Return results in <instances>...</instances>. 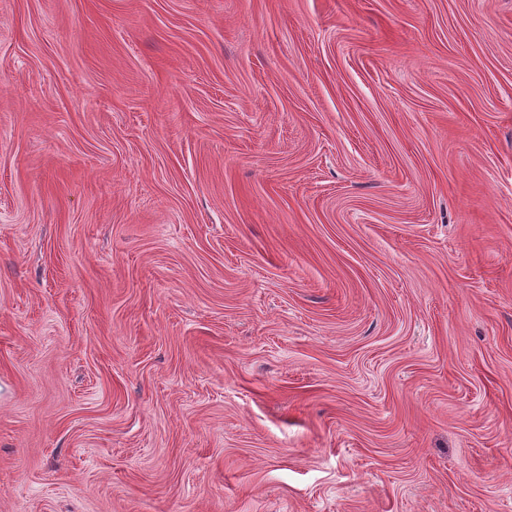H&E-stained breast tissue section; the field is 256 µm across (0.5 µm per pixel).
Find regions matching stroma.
<instances>
[{
	"label": "stroma",
	"mask_w": 512,
	"mask_h": 512,
	"mask_svg": "<svg viewBox=\"0 0 512 512\" xmlns=\"http://www.w3.org/2000/svg\"><path fill=\"white\" fill-rule=\"evenodd\" d=\"M0 512H512V0H0Z\"/></svg>",
	"instance_id": "1"
}]
</instances>
